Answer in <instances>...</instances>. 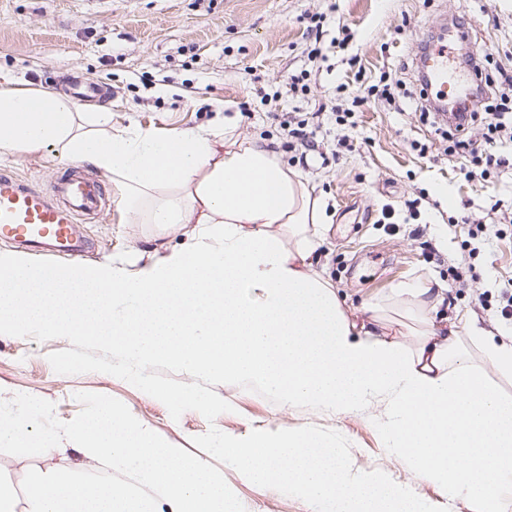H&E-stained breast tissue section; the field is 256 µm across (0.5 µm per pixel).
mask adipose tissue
<instances>
[{
	"instance_id": "1",
	"label": "adipose tissue",
	"mask_w": 512,
	"mask_h": 512,
	"mask_svg": "<svg viewBox=\"0 0 512 512\" xmlns=\"http://www.w3.org/2000/svg\"><path fill=\"white\" fill-rule=\"evenodd\" d=\"M0 152L52 153L105 172L133 223L154 227L132 264L46 266L0 251V335L39 329L125 354L129 379L157 359L249 378L288 405L336 413L388 400L386 439L415 479L470 512H512V339L441 316L446 290L415 279L351 320L310 256L326 204L277 153L216 122L164 134L113 123L110 109L0 80ZM187 225V240L167 237ZM412 322V344L384 319Z\"/></svg>"
}]
</instances>
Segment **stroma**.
<instances>
[{"label":"stroma","mask_w":512,"mask_h":512,"mask_svg":"<svg viewBox=\"0 0 512 512\" xmlns=\"http://www.w3.org/2000/svg\"><path fill=\"white\" fill-rule=\"evenodd\" d=\"M315 13L326 18V47L312 60L305 17ZM461 15L470 30L467 50H486L512 70V0H0V75L64 92L75 77L95 82L121 126L194 128L223 113L240 138L272 144L322 195L328 221L311 261L326 270L346 311L423 275L447 288L449 321L461 327L474 316L511 337L498 310L503 288L512 285V167L465 176L462 157L423 119L421 83L405 68L437 26ZM340 38L347 48L332 47ZM303 71L307 91H291L292 76ZM399 79L398 102L368 93ZM160 85L170 95H156ZM339 105L352 112L347 123L337 119ZM282 114L307 122V141L280 129ZM67 168L39 155H0V171L46 191ZM83 171L110 203L76 224L88 243L83 263L130 261L152 249L151 225L130 223L111 176L88 165ZM69 346L63 338L0 335V400L31 394L69 421L81 409L77 393L105 394L205 462L209 454L191 439L212 426L229 435L329 428L350 441L353 468L387 469L397 481H412L423 501L470 512L433 483L413 480L396 460L383 441L385 404L338 414L220 384L215 391L232 412L212 423L195 411L175 420L162 402L117 377L55 373L48 354ZM223 472L245 512H306L298 499L258 490L232 467Z\"/></svg>","instance_id":"35a3bbf8"}]
</instances>
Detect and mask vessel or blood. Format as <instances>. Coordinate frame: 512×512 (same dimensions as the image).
<instances>
[{
  "label": "vessel or blood",
  "instance_id": "1",
  "mask_svg": "<svg viewBox=\"0 0 512 512\" xmlns=\"http://www.w3.org/2000/svg\"><path fill=\"white\" fill-rule=\"evenodd\" d=\"M417 64L425 76L424 89L436 111L461 95L460 83L451 67L447 45L421 52ZM104 203L98 181L73 173L59 178L54 199L0 172V237L33 248L78 254L74 222L76 216L97 213Z\"/></svg>",
  "mask_w": 512,
  "mask_h": 512
}]
</instances>
